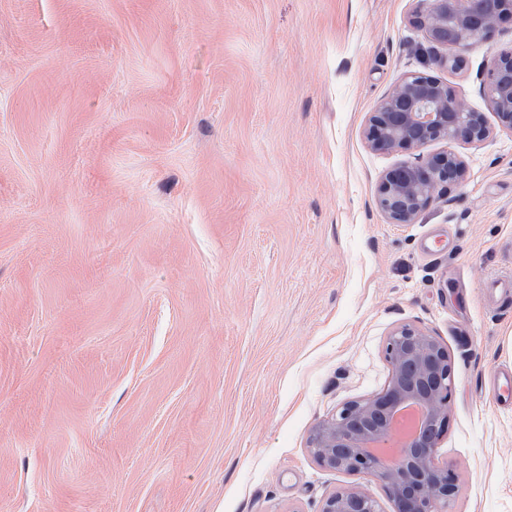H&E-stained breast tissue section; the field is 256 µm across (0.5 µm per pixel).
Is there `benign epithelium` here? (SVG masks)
Wrapping results in <instances>:
<instances>
[{
    "label": "benign epithelium",
    "mask_w": 512,
    "mask_h": 512,
    "mask_svg": "<svg viewBox=\"0 0 512 512\" xmlns=\"http://www.w3.org/2000/svg\"><path fill=\"white\" fill-rule=\"evenodd\" d=\"M413 23L435 47L450 51L445 63L458 66L455 51L485 41L499 18L512 13V0H478L480 12L466 0H418ZM484 93L502 127L512 130V49L490 63ZM488 135L483 114L463 107L448 85L431 76H405L372 112L366 139L379 151L420 149L435 141L467 143ZM464 177L453 152L399 165L380 180L377 201L395 224H410L440 191ZM391 372L378 394L344 403L329 420L316 425L310 448L323 466L369 476L390 493L396 512H446L457 491L456 474L438 467L433 456L448 429V404L454 388V364L448 349L433 336L403 324L384 349ZM320 512H380L358 486L329 495Z\"/></svg>",
    "instance_id": "benign-epithelium-1"
}]
</instances>
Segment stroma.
I'll return each mask as SVG.
<instances>
[{
	"label": "stroma",
	"instance_id": "1",
	"mask_svg": "<svg viewBox=\"0 0 512 512\" xmlns=\"http://www.w3.org/2000/svg\"><path fill=\"white\" fill-rule=\"evenodd\" d=\"M417 0H0V512H319L378 481L309 439L380 392L409 323L454 361L449 512H512V18L437 65ZM481 141L372 149L407 74ZM466 173L410 224L381 176ZM484 93L501 126L512 131V49L501 51L491 61Z\"/></svg>",
	"mask_w": 512,
	"mask_h": 512
}]
</instances>
